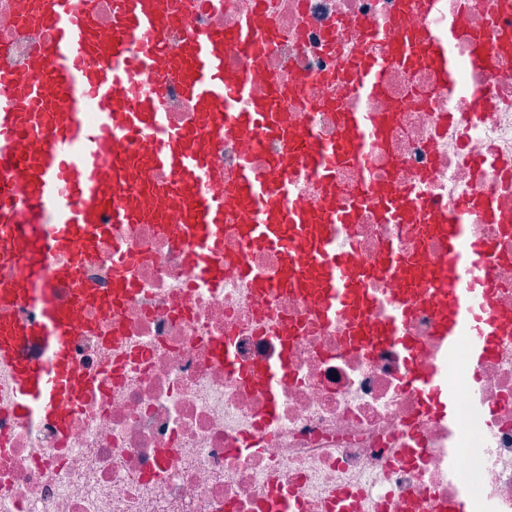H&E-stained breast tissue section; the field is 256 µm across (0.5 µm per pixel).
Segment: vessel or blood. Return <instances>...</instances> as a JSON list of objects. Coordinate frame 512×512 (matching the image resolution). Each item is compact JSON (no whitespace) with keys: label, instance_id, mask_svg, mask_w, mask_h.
<instances>
[{"label":"vessel or blood","instance_id":"obj_1","mask_svg":"<svg viewBox=\"0 0 512 512\" xmlns=\"http://www.w3.org/2000/svg\"><path fill=\"white\" fill-rule=\"evenodd\" d=\"M20 31L37 37L23 72L0 66V306L27 301L40 315L0 322V369L19 390V415L38 409L52 416L55 405L74 396L84 378L70 351L86 326L76 313L89 303L102 311L130 296L134 262L125 240L113 241L114 288L101 295L80 289L85 265L99 253L111 228L154 224L183 248L199 278L212 286L224 279V237L235 234L245 251L274 248L282 261L274 270L239 259L241 278L260 292L286 288L319 293L313 316L343 322L352 343L367 349L397 344L416 355L420 342L408 336L406 321L416 304L436 318V342L446 355L467 344L472 359L487 355L499 337L512 335V311H492L495 285L481 270L498 261L492 238L469 234V222L512 231V209L494 197L458 199L454 207L422 199L417 188L368 182L354 189L350 204L337 206L333 173L339 164H366L382 147L397 120L393 112L338 111V133L321 141L311 124H287L277 112L288 88L272 83L268 97L255 99L252 73L226 68L224 55L248 54L276 36L262 6L233 29H196L176 51L163 49L169 30L198 11L200 0H5ZM111 25H102V6ZM470 44V62L491 66L480 35L452 18L447 29L403 31L389 54L360 57L347 66V88L357 96L383 91L396 64L431 67L442 87L456 91L458 41ZM139 81L137 96L127 88ZM177 84L188 102L176 126L166 118L165 99ZM278 135L283 151L267 170L242 159L231 171L211 160L219 137ZM313 170L323 203L310 209L293 198V174ZM233 183L239 208L250 221L230 224L218 187ZM368 203L385 224L418 225L422 235L442 241L443 264L425 253L402 255L386 248L377 267L365 268L342 248L337 232L354 223ZM395 276L405 288L389 299V316L376 328L365 318L378 304L364 282ZM54 283L72 285L64 305L49 295ZM30 344L46 358L25 357ZM438 372L410 371L405 382L444 417L457 411L455 395L441 387Z\"/></svg>","mask_w":512,"mask_h":512}]
</instances>
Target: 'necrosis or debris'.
I'll return each instance as SVG.
<instances>
[{
	"label": "necrosis or debris",
	"mask_w": 512,
	"mask_h": 512,
	"mask_svg": "<svg viewBox=\"0 0 512 512\" xmlns=\"http://www.w3.org/2000/svg\"><path fill=\"white\" fill-rule=\"evenodd\" d=\"M258 2L278 38L248 55L228 51L226 61L259 73L254 98L267 95L272 77L327 101L314 115L324 139L336 135L332 102L353 105L335 75L356 54H383L401 29L451 15L490 43L500 26L512 25L500 0H438L433 17L411 11L397 29L388 25L396 0H205L166 44L188 29L234 28ZM369 26L385 27V39L366 40ZM453 54L458 93L439 88L429 68L397 64L384 93L362 101L368 112L400 113L364 176L420 184L426 198L448 205L468 194L497 195L512 207V195L500 193L512 172L495 165L512 159V58L476 70L466 42ZM451 112L481 118L459 130L443 123ZM279 150L273 137L259 147L249 137H223L212 162L230 170L247 156L263 169ZM466 154L488 159L483 174L463 163ZM121 233L137 290L111 312H83L96 329L71 356L103 375L77 404H58L66 434L38 413H13L12 385L0 376V512H278L289 497L297 512H432L439 501L512 512V336L479 361L463 350L450 360L431 343L430 309L414 307L407 330L427 344L417 366L458 374L451 427L404 386L399 347L353 346L341 322L311 319L319 299L254 292L232 261L241 249L236 238L224 240V284L212 288L155 225ZM497 236L505 260L487 271L496 285L492 307L512 310V234ZM388 241L416 251L419 228L394 232L368 206L341 239L364 264L376 262ZM277 327L292 345L286 374L270 384L241 386L211 353L212 341L224 337L240 363L276 362Z\"/></svg>",
	"instance_id": "1"
}]
</instances>
